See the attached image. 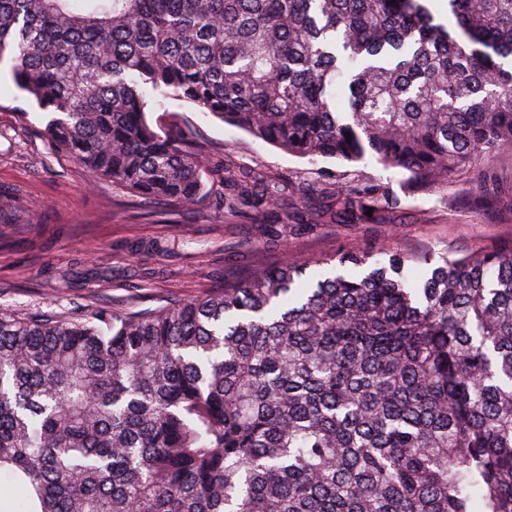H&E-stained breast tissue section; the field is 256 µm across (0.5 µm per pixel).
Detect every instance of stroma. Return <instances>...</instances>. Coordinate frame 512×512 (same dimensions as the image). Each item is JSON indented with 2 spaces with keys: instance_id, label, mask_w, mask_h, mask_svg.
Returning a JSON list of instances; mask_svg holds the SVG:
<instances>
[{
  "instance_id": "35a3bbf8",
  "label": "stroma",
  "mask_w": 512,
  "mask_h": 512,
  "mask_svg": "<svg viewBox=\"0 0 512 512\" xmlns=\"http://www.w3.org/2000/svg\"><path fill=\"white\" fill-rule=\"evenodd\" d=\"M149 122L192 127L230 173L270 182L342 187L381 183L397 204L372 221L351 223L330 197L288 214L305 226L281 225L269 240L262 217L230 216L218 205L224 184L206 178L207 197L194 209L145 203L58 153L45 134L48 117L0 63V309L25 315L53 310L81 319L99 310L123 314L191 300L255 267L332 260L350 250L394 249L416 257L430 251L462 256L512 246V147L496 150L455 173L447 187L419 188L405 173L375 160L346 166L311 162L253 139L243 130L170 98ZM152 251L135 250V243Z\"/></svg>"
}]
</instances>
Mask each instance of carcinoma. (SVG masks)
Listing matches in <instances>:
<instances>
[{
  "instance_id": "cac0c4a2",
  "label": "carcinoma",
  "mask_w": 512,
  "mask_h": 512,
  "mask_svg": "<svg viewBox=\"0 0 512 512\" xmlns=\"http://www.w3.org/2000/svg\"><path fill=\"white\" fill-rule=\"evenodd\" d=\"M0 0V61L58 151L154 203L284 223L176 97L293 156L448 184L512 146V0ZM350 110L335 108L336 90ZM351 138H346V134ZM318 194L362 218L379 185ZM263 268L190 301L0 310V512H512V247Z\"/></svg>"
}]
</instances>
